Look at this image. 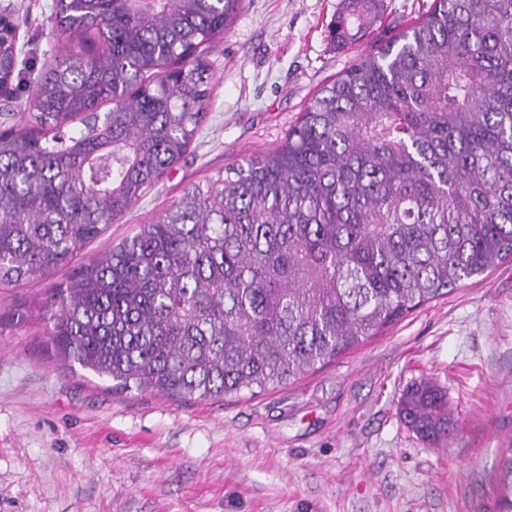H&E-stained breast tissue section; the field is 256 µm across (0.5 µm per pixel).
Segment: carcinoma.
<instances>
[{
    "mask_svg": "<svg viewBox=\"0 0 512 512\" xmlns=\"http://www.w3.org/2000/svg\"><path fill=\"white\" fill-rule=\"evenodd\" d=\"M242 0H53L67 53L0 130V287L46 277L186 153L214 40ZM382 21L344 0L339 47ZM16 36L0 96L16 103ZM107 104L108 117L95 114ZM81 127L70 134L64 129ZM512 258V0H433L323 86L280 145L196 186L58 292L54 346L121 390L207 399L273 390ZM431 447L448 392L398 400ZM498 512H512V447Z\"/></svg>",
    "mask_w": 512,
    "mask_h": 512,
    "instance_id": "obj_1",
    "label": "carcinoma"
}]
</instances>
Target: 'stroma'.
Here are the masks:
<instances>
[{"label": "stroma", "mask_w": 512, "mask_h": 512, "mask_svg": "<svg viewBox=\"0 0 512 512\" xmlns=\"http://www.w3.org/2000/svg\"><path fill=\"white\" fill-rule=\"evenodd\" d=\"M433 0H383L380 31L338 48L341 0H244L216 39L207 118L160 184L48 277L0 288V512H496L512 446V259L414 309L288 386L182 401L119 390L48 335L52 296L195 185L279 145L318 90ZM52 0L27 15L30 79L80 41ZM448 392L455 435L425 444L400 419L406 387Z\"/></svg>", "instance_id": "stroma-1"}]
</instances>
